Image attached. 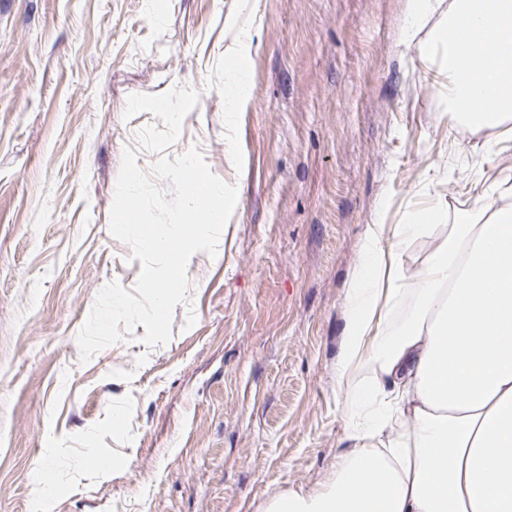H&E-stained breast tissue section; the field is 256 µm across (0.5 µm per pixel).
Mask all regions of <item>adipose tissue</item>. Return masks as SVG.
I'll return each mask as SVG.
<instances>
[{
    "mask_svg": "<svg viewBox=\"0 0 512 512\" xmlns=\"http://www.w3.org/2000/svg\"><path fill=\"white\" fill-rule=\"evenodd\" d=\"M434 40L458 125L511 124L512 0H448ZM416 240L427 248L411 271ZM336 389L358 448L262 512H512L511 185L368 226Z\"/></svg>",
    "mask_w": 512,
    "mask_h": 512,
    "instance_id": "adipose-tissue-1",
    "label": "adipose tissue"
}]
</instances>
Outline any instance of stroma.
Segmentation results:
<instances>
[{"mask_svg": "<svg viewBox=\"0 0 512 512\" xmlns=\"http://www.w3.org/2000/svg\"><path fill=\"white\" fill-rule=\"evenodd\" d=\"M409 5L0 0V512H261L355 447L336 360L368 225L512 176V138L456 126L446 52L405 40ZM185 86L179 138L137 164L198 148L234 213L190 258L168 343L139 325L82 361L98 293L141 270L110 231L124 150L157 122L128 98ZM243 76L237 66L229 65L224 68V102L225 112H228L227 119H231L243 100L241 92L243 85H240Z\"/></svg>", "mask_w": 512, "mask_h": 512, "instance_id": "35a3bbf8", "label": "stroma"}]
</instances>
